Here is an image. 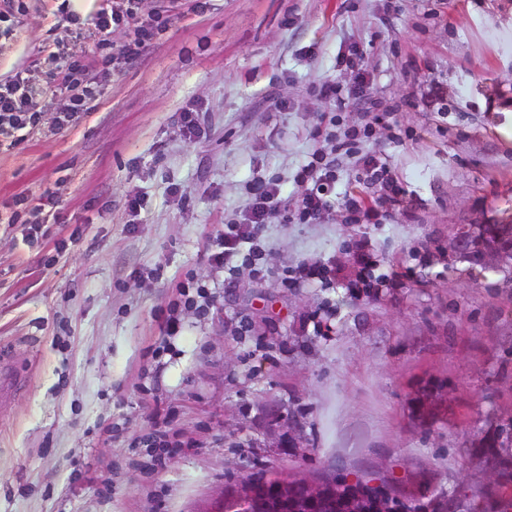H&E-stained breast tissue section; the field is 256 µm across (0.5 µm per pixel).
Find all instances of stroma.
I'll return each mask as SVG.
<instances>
[{
	"label": "stroma",
	"mask_w": 512,
	"mask_h": 512,
	"mask_svg": "<svg viewBox=\"0 0 512 512\" xmlns=\"http://www.w3.org/2000/svg\"><path fill=\"white\" fill-rule=\"evenodd\" d=\"M502 2L185 0L136 61L120 53L150 10L112 29L91 112L65 126L42 96L0 145V210L25 196L43 219L34 238L0 223V343L26 377L0 410V512H209L261 471L373 478L418 512L512 500V450L484 446L512 433V280L448 253L458 225L512 222ZM10 24L0 82H46L45 38L87 49L44 0ZM362 128L318 223L271 218L257 263L211 261L259 184L295 210L312 150ZM361 154L411 210H346L379 194ZM360 244L421 281L352 296L337 272ZM301 266L315 279L285 286ZM160 424L168 446L147 447Z\"/></svg>",
	"instance_id": "stroma-1"
}]
</instances>
